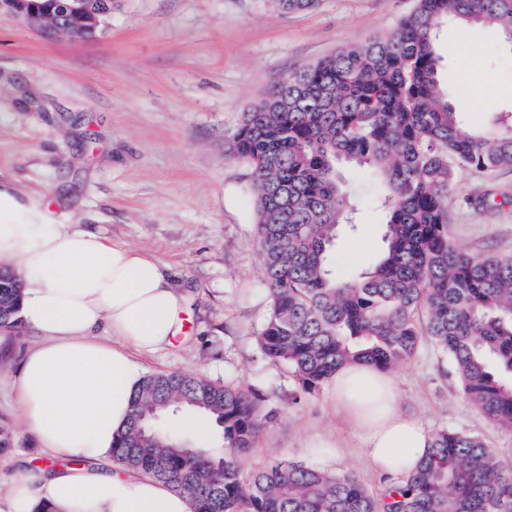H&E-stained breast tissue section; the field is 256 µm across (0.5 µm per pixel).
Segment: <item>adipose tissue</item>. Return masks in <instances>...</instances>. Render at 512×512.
I'll return each instance as SVG.
<instances>
[{
    "label": "adipose tissue",
    "instance_id": "1",
    "mask_svg": "<svg viewBox=\"0 0 512 512\" xmlns=\"http://www.w3.org/2000/svg\"><path fill=\"white\" fill-rule=\"evenodd\" d=\"M16 269L20 315L38 340L10 377L44 468L25 473L4 512H192L166 483L114 467L112 444L141 380L132 355L170 345L185 298L149 254L78 224H57L41 201L0 182V266ZM330 384L374 468L399 481L431 436L401 412L393 380L348 365Z\"/></svg>",
    "mask_w": 512,
    "mask_h": 512
}]
</instances>
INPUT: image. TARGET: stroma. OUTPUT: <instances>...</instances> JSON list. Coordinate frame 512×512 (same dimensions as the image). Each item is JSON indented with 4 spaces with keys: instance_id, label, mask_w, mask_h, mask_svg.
Here are the masks:
<instances>
[{
    "instance_id": "1",
    "label": "stroma",
    "mask_w": 512,
    "mask_h": 512,
    "mask_svg": "<svg viewBox=\"0 0 512 512\" xmlns=\"http://www.w3.org/2000/svg\"><path fill=\"white\" fill-rule=\"evenodd\" d=\"M415 0H321L287 14L277 0H121L102 32L46 38L0 19V181L24 195L54 194L58 223L79 224L165 265L186 298L189 328L173 346L137 357L142 374L181 372L258 389L275 416L249 464H311L313 446L338 442L327 469L355 474L369 489L382 477L337 410L328 388L296 395L283 365L263 357L255 334L267 314L255 243L250 169L224 157L243 112L269 86L345 47L386 36ZM440 77L455 88L468 123L512 112V43L501 31L455 22L438 45ZM501 89L480 95L482 76ZM512 188V169L462 172L448 200V234L475 254L512 255V208L469 206L476 190ZM357 238L339 237L333 271L344 279L382 250L381 214L363 209ZM36 334L0 336V415L19 405L8 373ZM393 375L398 405L429 432L463 430L512 451L498 428L463 397L447 358L423 342ZM0 457V490L33 465L35 437L17 425Z\"/></svg>"
}]
</instances>
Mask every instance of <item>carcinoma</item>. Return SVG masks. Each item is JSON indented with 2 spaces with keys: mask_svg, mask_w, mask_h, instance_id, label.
<instances>
[{
  "mask_svg": "<svg viewBox=\"0 0 512 512\" xmlns=\"http://www.w3.org/2000/svg\"><path fill=\"white\" fill-rule=\"evenodd\" d=\"M287 13L318 0H278ZM61 0H30L58 22ZM496 26L512 42V0H417L386 37L275 83L243 113L224 158L251 169L268 313L260 353L313 394L348 362L406 364L428 340L448 358L464 398L512 429V256L467 252L448 237L459 172L512 168V113L491 129L466 124L440 78L438 32L448 21ZM353 164L384 210L383 253L345 281L329 255L358 231L365 200L344 189ZM21 288L0 269V334L21 327ZM196 413L221 430L203 448L165 421ZM263 398L232 381L143 376L113 462L187 493L194 512H512V462L479 435L442 429L416 469L374 494L354 476L294 461L247 465L268 423Z\"/></svg>",
  "mask_w": 512,
  "mask_h": 512,
  "instance_id": "cac0c4a2",
  "label": "carcinoma"
}]
</instances>
